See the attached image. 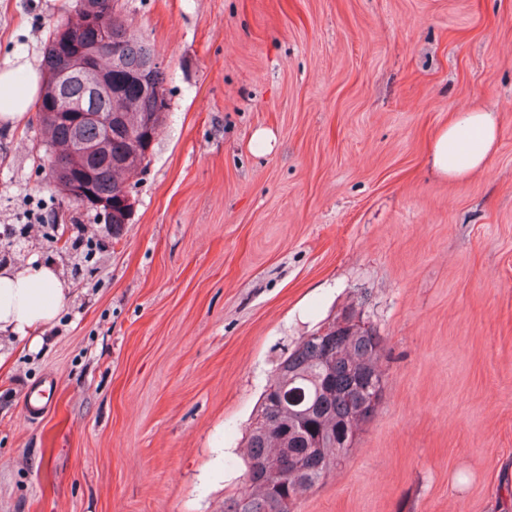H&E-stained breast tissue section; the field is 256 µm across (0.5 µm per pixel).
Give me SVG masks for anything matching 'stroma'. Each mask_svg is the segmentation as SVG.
Returning <instances> with one entry per match:
<instances>
[{"instance_id": "1", "label": "stroma", "mask_w": 512, "mask_h": 512, "mask_svg": "<svg viewBox=\"0 0 512 512\" xmlns=\"http://www.w3.org/2000/svg\"><path fill=\"white\" fill-rule=\"evenodd\" d=\"M73 6L0 0V69ZM115 14L169 100L128 224L61 200L36 110L0 125V259L71 289L41 347L0 337V512H224L279 362L348 312L383 339L382 403L293 512H512V0ZM479 104L497 151L439 176L429 142Z\"/></svg>"}]
</instances>
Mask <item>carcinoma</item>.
<instances>
[{"label": "carcinoma", "instance_id": "obj_1", "mask_svg": "<svg viewBox=\"0 0 512 512\" xmlns=\"http://www.w3.org/2000/svg\"><path fill=\"white\" fill-rule=\"evenodd\" d=\"M89 2L97 4L93 18L88 20L80 9H74V14L47 30L45 48L59 41L63 26L70 30L76 46L93 44L102 30H111L124 44L119 58L102 56V66L112 79V103L94 96L85 82L75 77L56 97L42 89L34 106L39 115L40 139L52 152L47 157L51 177L59 194L67 199L71 198L72 187L84 179L83 169L68 158L71 147L78 138L99 140L105 131L95 124L78 128L70 121L53 119L50 113L63 101L81 104L88 112L112 111V161L100 165L91 189L98 199L112 202V210L117 211L127 181L148 163L144 154L131 150L129 141L137 133L135 124L143 116H153L155 127H160L169 103L136 79L147 70L150 83L165 90L164 71L155 50L115 19L109 0ZM380 350L381 338L374 331L337 334L327 347L318 339L304 338L280 363L269 384L273 392L263 394L248 433L245 463L264 465L271 459L279 463L286 459L296 465L298 474L282 486V493L294 498L329 476L336 469V457L349 452L343 442L353 427L355 394L371 382L382 381ZM317 435L323 439V447L314 449ZM270 483H280L272 470L224 503V512H280L279 499L268 490Z\"/></svg>", "mask_w": 512, "mask_h": 512}]
</instances>
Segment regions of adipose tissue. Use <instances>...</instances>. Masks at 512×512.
I'll return each instance as SVG.
<instances>
[{
    "label": "adipose tissue",
    "mask_w": 512,
    "mask_h": 512,
    "mask_svg": "<svg viewBox=\"0 0 512 512\" xmlns=\"http://www.w3.org/2000/svg\"><path fill=\"white\" fill-rule=\"evenodd\" d=\"M21 71L27 75L22 85L16 79ZM41 87V73L31 63L0 70V123L11 127L23 121ZM498 136L496 114L488 108L468 107L449 113L447 123L433 139L431 165L442 177L467 178L485 168L497 149ZM68 293L54 265L0 267V333L14 334L33 347L41 345L39 329L54 320Z\"/></svg>",
    "instance_id": "obj_1"
}]
</instances>
